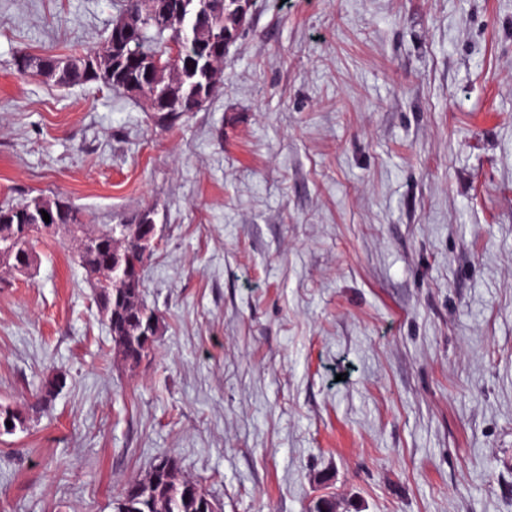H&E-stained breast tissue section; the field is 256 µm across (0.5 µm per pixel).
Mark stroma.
Listing matches in <instances>:
<instances>
[{"instance_id":"stroma-1","label":"stroma","mask_w":512,"mask_h":512,"mask_svg":"<svg viewBox=\"0 0 512 512\" xmlns=\"http://www.w3.org/2000/svg\"><path fill=\"white\" fill-rule=\"evenodd\" d=\"M126 2L0 0V205L152 211L160 317L132 367L66 236L0 267V512H113L163 455L216 512H512V0H256L171 122L17 70Z\"/></svg>"}]
</instances>
